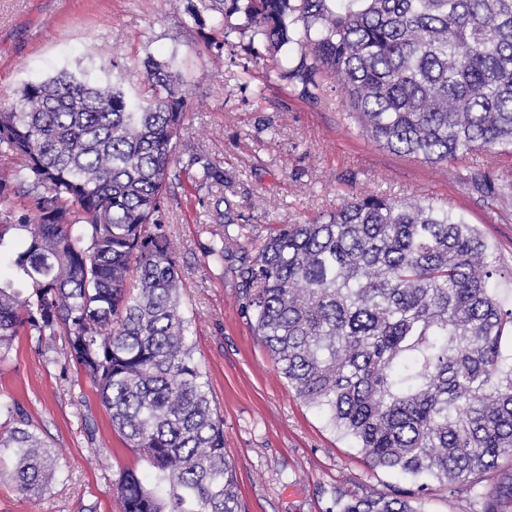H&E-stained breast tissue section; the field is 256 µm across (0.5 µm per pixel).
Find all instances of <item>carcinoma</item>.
Segmentation results:
<instances>
[{"mask_svg":"<svg viewBox=\"0 0 512 512\" xmlns=\"http://www.w3.org/2000/svg\"><path fill=\"white\" fill-rule=\"evenodd\" d=\"M222 15V40L250 34L253 58L288 56L278 80L341 89L362 133L394 154L450 163L512 150V0H188L193 21ZM141 97L72 74L31 83L0 110V155L23 160L0 198L26 199L28 236L12 265L30 285L0 283V347L25 325L67 336V357L97 388L112 428L147 458L125 469L121 512H242L224 456V423L186 341L184 287L170 227L171 188L195 169L229 189L224 166L179 150L187 111L175 61L144 62ZM210 213L206 257L241 252L244 309L278 372L373 470L400 476L336 512H420L434 479L466 483L480 512H504L512 482V306L497 295L500 257L473 224L433 201L359 195L308 224L241 243ZM12 479L38 492L56 479L47 445L20 416L0 430Z\"/></svg>","mask_w":512,"mask_h":512,"instance_id":"1","label":"carcinoma"}]
</instances>
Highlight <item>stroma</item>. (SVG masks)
Wrapping results in <instances>:
<instances>
[{
    "label": "stroma",
    "instance_id": "35a3bbf8",
    "mask_svg": "<svg viewBox=\"0 0 512 512\" xmlns=\"http://www.w3.org/2000/svg\"><path fill=\"white\" fill-rule=\"evenodd\" d=\"M221 20L210 12L194 24L183 0H0V107L26 84L63 71L101 86L121 83L136 97L144 60L173 59L188 98L181 141L223 161L231 214L246 237L310 222L355 194L431 199L477 225L512 271V197L471 181L479 172L512 182V152L475 150L449 164L390 153L348 118L340 92L310 98L299 85L267 79L272 63L250 62L248 37H237L231 52L210 45ZM240 64L247 73L237 72ZM213 201L183 181L164 220L180 257L188 342L224 421V452L245 512H329L332 488L363 496L396 482L370 469L276 370L242 309L234 261L220 266L205 255L202 223ZM0 402L24 414L60 469L37 495L0 478V512H120L119 470L151 471L68 360L64 334L20 329L0 356Z\"/></svg>",
    "mask_w": 512,
    "mask_h": 512
}]
</instances>
